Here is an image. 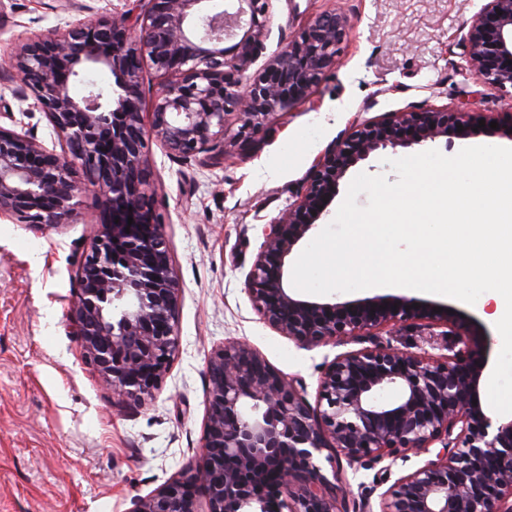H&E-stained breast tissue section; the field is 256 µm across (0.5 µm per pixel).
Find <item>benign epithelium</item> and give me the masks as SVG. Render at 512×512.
Returning <instances> with one entry per match:
<instances>
[{
    "instance_id": "benign-epithelium-1",
    "label": "benign epithelium",
    "mask_w": 512,
    "mask_h": 512,
    "mask_svg": "<svg viewBox=\"0 0 512 512\" xmlns=\"http://www.w3.org/2000/svg\"><path fill=\"white\" fill-rule=\"evenodd\" d=\"M275 0H147L143 13L67 24L23 44L12 59L21 90L60 149L0 125V217L40 232L71 224L93 193L100 222L79 266L69 322L84 358L118 395L142 401L179 351L180 286L156 214L144 155L152 134L172 155H220L230 111L243 141L275 112L309 95L336 60L348 21L317 14L246 85L235 78L263 48ZM460 39L465 66L512 89V0H485ZM165 78L142 112L144 63ZM112 72L107 93L91 79ZM85 84L71 94L72 83ZM463 131H458V126ZM465 113L412 108L358 125L319 157L300 198L265 225L244 290L263 323L310 348L405 325L439 329L449 354L375 343L336 355L304 388L245 343L207 362L204 452L198 463L133 501L130 512H340L320 473L323 451L351 462L424 454L367 512H512V418L482 402L491 338L450 307L406 296L312 300L289 285L290 260L328 214L347 171L379 152L467 136ZM133 224H128V218ZM395 388L399 397L385 392Z\"/></svg>"
}]
</instances>
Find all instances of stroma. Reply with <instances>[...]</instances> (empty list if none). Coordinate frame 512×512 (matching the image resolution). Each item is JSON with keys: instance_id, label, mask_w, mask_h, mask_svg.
I'll return each instance as SVG.
<instances>
[{"instance_id": "35a3bbf8", "label": "stroma", "mask_w": 512, "mask_h": 512, "mask_svg": "<svg viewBox=\"0 0 512 512\" xmlns=\"http://www.w3.org/2000/svg\"><path fill=\"white\" fill-rule=\"evenodd\" d=\"M478 0H276L249 82L314 16L337 10L348 26L336 61L309 96L271 114L242 146L237 113L224 123L218 163L184 161L146 137L172 266L180 284V351L152 399L136 405L113 395L86 363L67 313L77 271L94 234V196L82 197L75 223L39 233L0 219V512H130L203 453L212 352L250 344L317 400L318 377L359 340L305 348L265 325L243 281L262 230L301 196L315 159L363 122L410 107L468 114L471 133L435 148L512 145L487 137L480 122L512 127V92L484 86L459 66L461 24ZM143 10L142 0H0V126L20 123L47 145L56 138L40 112L13 91L11 57L19 44L83 16ZM324 474H338L347 512L377 503L382 465L348 464L333 453ZM424 462L396 461L391 478Z\"/></svg>"}]
</instances>
